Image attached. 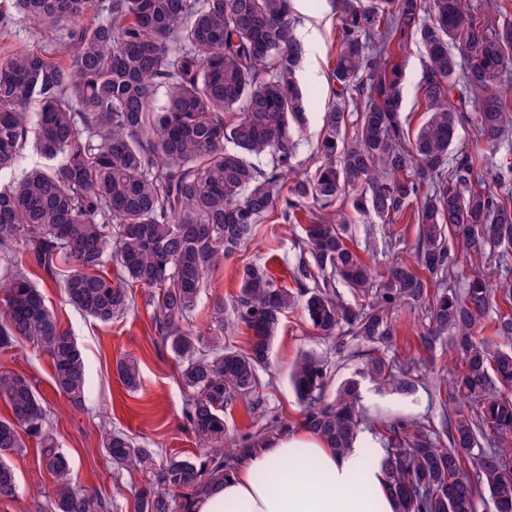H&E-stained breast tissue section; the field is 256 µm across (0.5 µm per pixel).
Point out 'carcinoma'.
Instances as JSON below:
<instances>
[{"mask_svg":"<svg viewBox=\"0 0 512 512\" xmlns=\"http://www.w3.org/2000/svg\"><path fill=\"white\" fill-rule=\"evenodd\" d=\"M54 51L0 59V260L22 256L69 303L109 323L130 309L133 285L150 293L155 335L176 357L187 395L184 418L201 450L156 464L150 448L104 433L117 470L149 476L136 512H184L196 494L229 477L262 441L226 437L224 412L261 407L271 341L287 312L303 306L316 335L345 351L366 347L355 375L330 392L325 357L301 356L290 372L301 428L342 453L366 424L361 380L412 395L422 358L388 355L401 307L425 312L424 349L450 343L458 366L438 393L444 444L413 419L381 424L379 441L397 512H512V8L509 0H336L337 101L325 112L302 177L294 160L307 100L297 85L303 47L291 0H10ZM424 52L419 85L425 122L400 118L410 43ZM476 143L453 149L459 129ZM49 162L17 178L27 151ZM265 158L260 165L256 160ZM292 182L286 186V182ZM298 224L297 289L268 270L244 267L232 313L247 350L224 343V304L209 335L190 328L206 274L253 237L275 208ZM418 225L414 261L392 251L377 271L350 246L349 221ZM454 239L461 252L448 249ZM115 263L114 277L102 273ZM342 283L357 302L345 300ZM0 349L21 342L47 356L58 392L85 400L83 354L60 329L39 288L22 272L2 283ZM491 327L497 342L483 336ZM140 385L139 365H117ZM0 497L17 480L7 456L37 440L54 487L44 512H107L79 490L49 428L45 401L15 374H0ZM455 404L448 416V403Z\"/></svg>","mask_w":512,"mask_h":512,"instance_id":"1","label":"carcinoma"}]
</instances>
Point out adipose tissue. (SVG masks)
<instances>
[{"label": "adipose tissue", "mask_w": 512, "mask_h": 512, "mask_svg": "<svg viewBox=\"0 0 512 512\" xmlns=\"http://www.w3.org/2000/svg\"><path fill=\"white\" fill-rule=\"evenodd\" d=\"M371 431L339 454L318 436L297 430L253 452L190 512H395Z\"/></svg>", "instance_id": "ef3b65f1"}]
</instances>
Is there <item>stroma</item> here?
I'll use <instances>...</instances> for the list:
<instances>
[{"label": "stroma", "mask_w": 512, "mask_h": 512, "mask_svg": "<svg viewBox=\"0 0 512 512\" xmlns=\"http://www.w3.org/2000/svg\"><path fill=\"white\" fill-rule=\"evenodd\" d=\"M292 7L298 33L310 36L304 44L298 83L307 93L311 109L297 151L300 171L310 175L318 165L316 145L322 133V117L335 99L336 85L331 74L338 49L336 10L333 0H292ZM421 61V47L411 45L406 59L402 119L413 131L425 120L417 106ZM417 231L414 224L360 222L355 226L352 241L360 251L366 242H381L391 235L400 238L405 253L410 254L415 248ZM300 234V227L290 226L279 213L266 216L243 248L207 274L206 286L193 317L194 329L207 331L216 302L231 301L238 291L239 274L247 265L267 266L278 286L295 288L291 270L299 255L295 241ZM26 274L41 288L60 327L73 336L81 348L88 398L80 408L69 403L55 389L49 359L24 344L0 350V373L26 377L43 397L49 411V426L72 462L78 486L112 501L114 512H134V493L144 485L146 478L137 472L113 468L102 444L103 428L123 432L139 445L153 449L160 462L174 454L192 461L200 458V450L185 428L186 396L179 381L177 363L152 329L145 305L148 292L143 288L133 289V310L123 318L101 323L70 305L58 284L42 270L30 268ZM395 317L397 330L392 352L399 357L423 354L426 361L423 384L416 395L402 397L377 391L368 383L364 386L362 404L371 413L426 416L432 424H439L435 380L455 368V359L444 344L435 345L429 351L423 349L419 336L425 320L421 312L403 308ZM327 352V342L314 335L303 310L287 313L271 345L270 377L263 390L265 403L253 413L241 402L226 411L224 418L229 437L257 434L274 419L298 429L301 407L289 384V370L301 354L323 356ZM126 357L139 363L141 386L135 392L123 386L117 373L118 361ZM25 444L23 453L8 459L16 473L18 495L11 500H0V512H38V503L43 502L45 493L53 487L51 476L38 464L35 440L26 439Z\"/></svg>", "instance_id": "1"}]
</instances>
